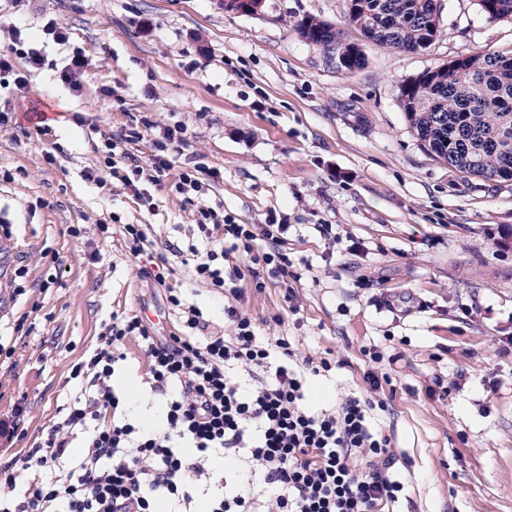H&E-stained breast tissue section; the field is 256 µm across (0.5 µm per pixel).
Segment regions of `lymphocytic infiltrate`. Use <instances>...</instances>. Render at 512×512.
Segmentation results:
<instances>
[{
	"instance_id": "obj_1",
	"label": "lymphocytic infiltrate",
	"mask_w": 512,
	"mask_h": 512,
	"mask_svg": "<svg viewBox=\"0 0 512 512\" xmlns=\"http://www.w3.org/2000/svg\"><path fill=\"white\" fill-rule=\"evenodd\" d=\"M147 135L153 148L144 160L132 147ZM186 144L185 125L161 126L142 115L105 136L103 163L147 205L146 185L168 176ZM220 177L196 156L174 189L194 206L207 243L190 247L181 265L191 281L228 298L225 331H210L201 308L187 301L186 282L153 248L150 225H124L129 253L150 256L145 275L164 290L177 325L161 335L141 314H113L98 346L71 370L85 383V405L67 408L20 458L0 463V512H382L397 501L402 484L390 438L372 424L375 403L353 393L334 407L312 409L308 378L332 371L331 360L301 356L290 337L260 335L238 307L243 281L262 289L272 277L289 288L288 226L241 224L223 204L209 203ZM131 339L147 360L151 391L166 400L167 423L159 431L114 416V366L125 360ZM247 376L253 385L244 384ZM76 430L86 434L77 455ZM224 456L239 468L218 472L215 461ZM19 469L31 474L21 492Z\"/></svg>"
}]
</instances>
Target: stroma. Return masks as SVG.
<instances>
[{
    "instance_id": "35a3bbf8",
    "label": "stroma",
    "mask_w": 512,
    "mask_h": 512,
    "mask_svg": "<svg viewBox=\"0 0 512 512\" xmlns=\"http://www.w3.org/2000/svg\"><path fill=\"white\" fill-rule=\"evenodd\" d=\"M345 13L346 0H264L257 14L216 0H0V43L14 25L46 41L51 19L68 36L46 42L41 69L15 58L26 87L0 86V112L14 115L0 125V175L14 176L0 178V220L12 231L0 235V343L13 350L0 363V424L14 402L27 406L26 435L1 434L0 461L79 395L71 369L113 312L144 314L160 334L175 325L120 227L152 225L178 253L197 243L194 209L173 183L198 154L224 177L211 201L239 223L287 219L293 294L247 281L238 305L263 335L335 360L330 376L310 381L312 408L352 393L384 402L375 423L392 438L403 485L390 512H512V357L498 354L512 336V179L436 161L399 104L403 81L426 70L485 48L512 55V19L488 20L477 0H441L430 47L366 42L364 66L347 71L292 29L314 16L355 38ZM77 49L87 65L75 90L58 73ZM141 112L188 129L182 159L147 187L149 208L102 163L104 135ZM91 169L104 184L86 181ZM56 263L57 284L42 288ZM126 353L113 384L132 395L121 412L136 422L153 401L136 342Z\"/></svg>"
}]
</instances>
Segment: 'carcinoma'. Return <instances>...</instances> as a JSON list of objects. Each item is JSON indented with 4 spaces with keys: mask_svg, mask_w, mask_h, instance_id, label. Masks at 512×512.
<instances>
[{
    "mask_svg": "<svg viewBox=\"0 0 512 512\" xmlns=\"http://www.w3.org/2000/svg\"><path fill=\"white\" fill-rule=\"evenodd\" d=\"M488 18H512V0H478ZM429 0H347L346 21L356 26L373 17L376 28L360 29L371 43L407 52L431 45L440 34L427 18ZM293 30L328 58L343 53L346 70L363 66L360 44L331 23L307 16ZM500 53L480 50L466 58L463 71L436 79L422 73L404 82L400 106L421 147L450 168L480 177L512 179V64Z\"/></svg>",
    "mask_w": 512,
    "mask_h": 512,
    "instance_id": "carcinoma-1",
    "label": "carcinoma"
}]
</instances>
